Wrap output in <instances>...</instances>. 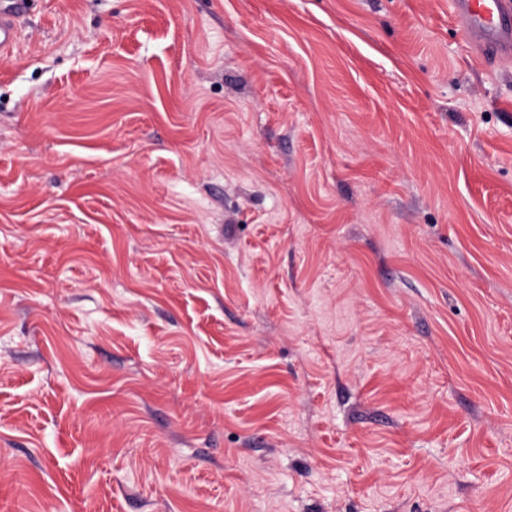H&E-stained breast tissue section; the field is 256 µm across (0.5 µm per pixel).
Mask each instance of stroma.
<instances>
[{
    "instance_id": "stroma-1",
    "label": "stroma",
    "mask_w": 512,
    "mask_h": 512,
    "mask_svg": "<svg viewBox=\"0 0 512 512\" xmlns=\"http://www.w3.org/2000/svg\"><path fill=\"white\" fill-rule=\"evenodd\" d=\"M16 25L0 512H512V61L448 0Z\"/></svg>"
}]
</instances>
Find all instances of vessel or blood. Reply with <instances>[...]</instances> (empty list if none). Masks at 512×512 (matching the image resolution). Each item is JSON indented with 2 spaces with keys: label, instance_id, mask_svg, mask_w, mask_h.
<instances>
[{
  "label": "vessel or blood",
  "instance_id": "vessel-or-blood-1",
  "mask_svg": "<svg viewBox=\"0 0 512 512\" xmlns=\"http://www.w3.org/2000/svg\"><path fill=\"white\" fill-rule=\"evenodd\" d=\"M25 0H0V52L9 53ZM454 20L482 58H512V0H448Z\"/></svg>",
  "mask_w": 512,
  "mask_h": 512
}]
</instances>
